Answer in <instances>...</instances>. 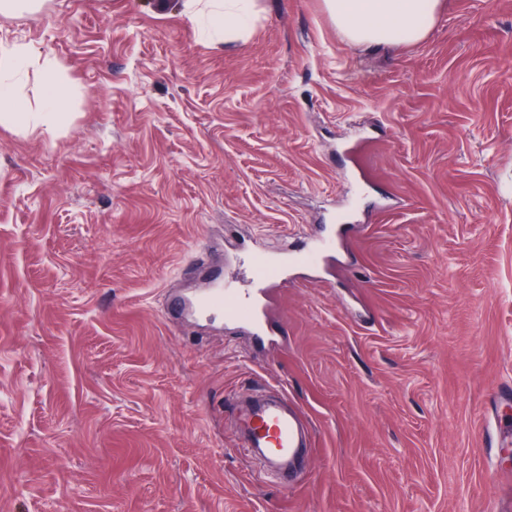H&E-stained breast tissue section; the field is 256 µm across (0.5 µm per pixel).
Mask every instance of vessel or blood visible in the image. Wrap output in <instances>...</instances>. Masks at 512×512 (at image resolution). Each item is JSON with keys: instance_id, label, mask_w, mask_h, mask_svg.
Here are the masks:
<instances>
[{"instance_id": "vessel-or-blood-1", "label": "vessel or blood", "mask_w": 512, "mask_h": 512, "mask_svg": "<svg viewBox=\"0 0 512 512\" xmlns=\"http://www.w3.org/2000/svg\"><path fill=\"white\" fill-rule=\"evenodd\" d=\"M350 230L347 224L333 225L285 260L262 250L248 251L242 258L249 268L246 287L225 282L195 294L186 308L205 317L224 318L267 345L279 346L282 333L269 315L272 288L287 279L289 268H324ZM230 421L239 448L257 465L260 476L284 488L292 486L303 470L302 451L313 444L311 425L300 408L280 390L260 389L232 397Z\"/></svg>"}]
</instances>
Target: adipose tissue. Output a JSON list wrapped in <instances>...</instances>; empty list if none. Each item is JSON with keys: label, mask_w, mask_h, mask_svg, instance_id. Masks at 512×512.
<instances>
[{"label": "adipose tissue", "mask_w": 512, "mask_h": 512, "mask_svg": "<svg viewBox=\"0 0 512 512\" xmlns=\"http://www.w3.org/2000/svg\"><path fill=\"white\" fill-rule=\"evenodd\" d=\"M440 0H325V8L344 38L353 44H416L434 25ZM40 69L44 82L36 104L22 97L19 82L30 69ZM66 88L55 77L51 61L33 58L19 44H0V125L25 123L52 129Z\"/></svg>", "instance_id": "adipose-tissue-1"}]
</instances>
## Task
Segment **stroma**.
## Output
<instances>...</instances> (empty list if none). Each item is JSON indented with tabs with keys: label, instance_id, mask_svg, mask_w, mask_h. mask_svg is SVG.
<instances>
[{
	"label": "stroma",
	"instance_id": "1",
	"mask_svg": "<svg viewBox=\"0 0 512 512\" xmlns=\"http://www.w3.org/2000/svg\"><path fill=\"white\" fill-rule=\"evenodd\" d=\"M43 0L0 44L60 64L49 132L0 125V512H497L512 492V0H443L358 46L324 0ZM379 140L344 149L361 130ZM354 264L271 297L284 345L168 318L209 256L350 218ZM282 388L315 431L259 479L228 399ZM252 10L250 0H233L225 4H214L209 24L215 29H242L249 23Z\"/></svg>",
	"mask_w": 512,
	"mask_h": 512
}]
</instances>
